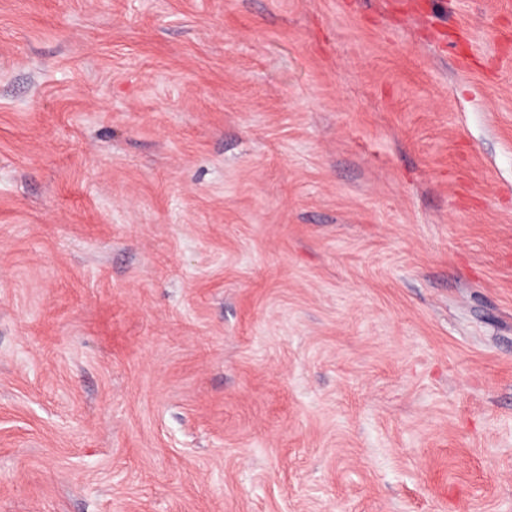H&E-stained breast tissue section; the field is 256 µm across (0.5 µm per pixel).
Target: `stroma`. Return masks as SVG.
I'll return each mask as SVG.
<instances>
[{
	"mask_svg": "<svg viewBox=\"0 0 512 512\" xmlns=\"http://www.w3.org/2000/svg\"><path fill=\"white\" fill-rule=\"evenodd\" d=\"M0 0V512H512V0Z\"/></svg>",
	"mask_w": 512,
	"mask_h": 512,
	"instance_id": "obj_1",
	"label": "stroma"
}]
</instances>
